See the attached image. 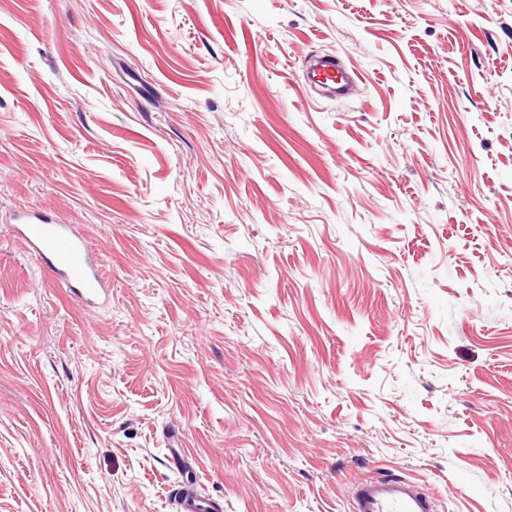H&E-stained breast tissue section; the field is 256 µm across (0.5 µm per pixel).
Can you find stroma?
<instances>
[{
    "label": "stroma",
    "instance_id": "obj_1",
    "mask_svg": "<svg viewBox=\"0 0 512 512\" xmlns=\"http://www.w3.org/2000/svg\"><path fill=\"white\" fill-rule=\"evenodd\" d=\"M39 207L107 308L12 236ZM186 469L512 512V0H0V512H177ZM308 80L333 96H344L357 82H363L354 69L343 67L329 57L313 61L308 69ZM436 498L405 478L368 477L352 491L351 512H436Z\"/></svg>",
    "mask_w": 512,
    "mask_h": 512
}]
</instances>
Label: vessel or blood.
I'll return each mask as SVG.
<instances>
[{"mask_svg":"<svg viewBox=\"0 0 512 512\" xmlns=\"http://www.w3.org/2000/svg\"><path fill=\"white\" fill-rule=\"evenodd\" d=\"M308 80L328 94L343 96L360 82V75L334 59H315ZM13 236L23 239L32 253L48 264L54 280L85 304L102 298L105 284L83 240L70 225L56 223L50 210H28L16 217ZM351 512H437L436 498L405 478L368 477L352 491Z\"/></svg>","mask_w":512,"mask_h":512,"instance_id":"vessel-or-blood-1","label":"vessel or blood"}]
</instances>
